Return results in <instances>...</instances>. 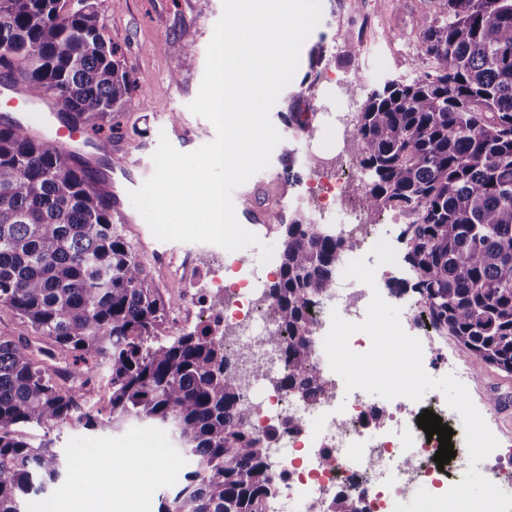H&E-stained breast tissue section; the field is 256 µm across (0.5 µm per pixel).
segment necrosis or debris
Instances as JSON below:
<instances>
[{"mask_svg":"<svg viewBox=\"0 0 512 512\" xmlns=\"http://www.w3.org/2000/svg\"><path fill=\"white\" fill-rule=\"evenodd\" d=\"M274 273L271 267L261 274L234 262L223 273H211L210 287L226 297L215 314L233 334L254 425L280 428L271 452L280 459L286 498L298 502L299 512H312L329 491H348L357 497L361 512H394L418 482L448 490V473L434 460L439 442L428 439L417 423L428 405L447 417L438 398L422 404L399 397L379 408L371 394L336 386L303 406L276 389L285 368L268 342L275 325L261 317L255 299L258 283ZM373 408L380 418L372 428L366 414Z\"/></svg>","mask_w":512,"mask_h":512,"instance_id":"necrosis-or-debris-1","label":"necrosis or debris"}]
</instances>
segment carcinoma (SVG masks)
Returning a JSON list of instances; mask_svg holds the SVG:
<instances>
[{
	"label": "carcinoma",
	"mask_w": 512,
	"mask_h": 512,
	"mask_svg": "<svg viewBox=\"0 0 512 512\" xmlns=\"http://www.w3.org/2000/svg\"><path fill=\"white\" fill-rule=\"evenodd\" d=\"M0 0V66L52 93L108 147L116 117L144 89L119 60L90 0ZM426 66L372 90L350 131L364 181L358 208L391 212L425 325L450 336L477 367L512 375V0H439L418 33ZM159 50L193 64L188 44ZM278 223V273L265 288L269 342L288 373L276 381L311 403L317 371L312 310L336 286L354 240L296 215ZM0 305L26 319L90 380L110 366L108 416L169 428L195 461L161 496L159 512H268L281 478L270 461L278 429L256 430L229 336L208 324L170 325L165 300L112 220V204L58 146L0 126ZM81 388L63 391L14 340L0 336V512H29L63 474L49 431L72 419ZM315 512H359L339 493Z\"/></svg>",
	"instance_id": "1"
}]
</instances>
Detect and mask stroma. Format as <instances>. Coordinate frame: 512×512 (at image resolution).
<instances>
[{
    "label": "stroma",
    "mask_w": 512,
    "mask_h": 512,
    "mask_svg": "<svg viewBox=\"0 0 512 512\" xmlns=\"http://www.w3.org/2000/svg\"><path fill=\"white\" fill-rule=\"evenodd\" d=\"M107 39L121 49V61L137 83L146 89L141 103L120 117L122 135L112 143V150L97 167L90 169L93 180L104 174L112 176V206L125 209L130 217L121 231L143 263L153 287L163 297H182L184 284L197 272L223 266L227 251L210 243L162 242L154 238L145 220L132 205L129 193L149 178L154 165L152 156L160 136H167L178 151L188 153L212 141L215 128L206 118L192 113L190 103L197 97L203 78L207 46L222 13V0H93ZM435 8L433 0H404L396 7L393 0H321L322 16L304 42L299 68L280 93L271 110V120L282 136L267 169L242 185L252 206L260 212H282L293 197H299L302 181L312 172L306 164L308 155L323 157L326 166L319 172L323 182L334 181L336 156L344 149L346 131L366 95L383 81L412 75L421 66L423 56L416 37L422 14ZM177 40L192 46V66H181L178 59L160 51L161 43ZM355 53L345 58L346 44ZM358 76L354 93L337 97L332 77ZM302 113L311 128V136L290 135L284 117L288 112ZM294 170L301 181L283 187L286 170ZM364 185L351 176L343 194L331 205L313 197L301 200L299 209L317 224L340 227L345 221L343 209L348 196L362 194ZM368 265L376 269V286L384 299L400 308L401 319L413 313L412 294L395 295L396 280L409 277L403 263L378 264L375 255L366 254ZM0 336L24 346L29 357L52 374L64 390L84 387V407L108 411L111 389L109 372L98 368L90 384H83L72 366L71 358L54 353L51 342L35 333L28 321L13 309L0 305ZM464 384L474 404L492 402L488 423L498 438H512V376L492 367L472 368ZM31 442L52 440L54 448L67 462L64 479L49 488L52 512H110L113 497L128 493L125 484L115 481L113 468L122 467L125 449L142 446L163 449L166 466L154 483L143 512H158L159 497L177 479L170 461L180 450L173 436L147 427L136 432L134 424L118 428L85 429L78 419L53 428L29 431ZM111 459L113 468L97 476L87 474L89 459Z\"/></svg>",
    "instance_id": "35a3bbf8"
}]
</instances>
